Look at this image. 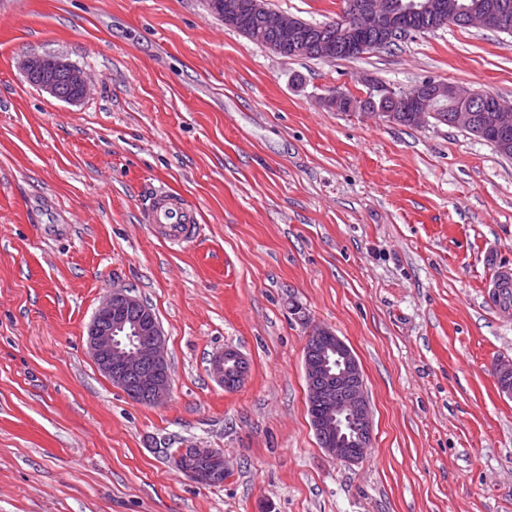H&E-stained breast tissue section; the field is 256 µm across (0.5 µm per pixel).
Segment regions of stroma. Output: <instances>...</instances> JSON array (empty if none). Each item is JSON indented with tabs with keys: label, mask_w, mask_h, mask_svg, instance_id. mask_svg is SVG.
<instances>
[{
	"label": "stroma",
	"mask_w": 512,
	"mask_h": 512,
	"mask_svg": "<svg viewBox=\"0 0 512 512\" xmlns=\"http://www.w3.org/2000/svg\"><path fill=\"white\" fill-rule=\"evenodd\" d=\"M311 23L343 0H266ZM91 78L77 105L29 55ZM431 78L512 101V36L413 34L358 59H286L205 0H0V512H512V159L442 124L331 108ZM200 239L141 222L156 189ZM167 336L172 396L128 401L87 327L113 282ZM333 330L364 373L372 445L331 459L303 349ZM231 346L249 363L224 390ZM223 451L203 486L171 455ZM21 70L24 76L33 81V84L40 90L48 93L51 97L67 103H78L85 99L89 94V80L86 72L71 63L63 55L55 54L53 56L31 55L22 59ZM58 74H63L64 78L58 81ZM64 93L63 94L60 90ZM345 95V100L343 98V95L341 94H335L329 99V103L331 106L336 107V109L341 105V103L344 100V105L339 110V112H355L357 110L360 111H374L375 109L372 108L373 105L371 104L370 97H373V93L367 92V97L364 99H360L355 97L352 93H350L348 90H342ZM209 370L225 390H236L245 383L249 364L236 349L225 347L212 357Z\"/></svg>",
	"instance_id": "1"
}]
</instances>
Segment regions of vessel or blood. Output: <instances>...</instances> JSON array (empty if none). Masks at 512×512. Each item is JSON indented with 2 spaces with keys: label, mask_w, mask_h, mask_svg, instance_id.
<instances>
[{
  "label": "vessel or blood",
  "mask_w": 512,
  "mask_h": 512,
  "mask_svg": "<svg viewBox=\"0 0 512 512\" xmlns=\"http://www.w3.org/2000/svg\"><path fill=\"white\" fill-rule=\"evenodd\" d=\"M143 221L165 241L178 244L195 235L198 220L186 200L168 191L156 192L143 208Z\"/></svg>",
  "instance_id": "b4317fda"
}]
</instances>
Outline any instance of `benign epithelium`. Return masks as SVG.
Listing matches in <instances>:
<instances>
[{
  "label": "benign epithelium",
  "instance_id": "1",
  "mask_svg": "<svg viewBox=\"0 0 512 512\" xmlns=\"http://www.w3.org/2000/svg\"><path fill=\"white\" fill-rule=\"evenodd\" d=\"M259 16L263 28L278 35L267 42L274 53L284 58H300L305 54L298 33L300 24L295 17L271 12L263 0H251L243 5L237 0H224L220 5L225 24L239 23L243 8ZM435 4L403 5L397 0H350L347 12L336 19V39L319 43V54L325 61L336 59L341 49L354 52L358 48L355 33L359 30L377 34V46L406 36L409 26L403 18L431 11ZM448 18H460L467 27L489 29L498 25L493 11L464 13L456 0H448ZM24 76L51 97L67 103H78L89 94L86 72L64 56L31 55L22 59ZM64 75L73 92L60 90L58 75ZM381 98H391L397 106L378 111L372 116L385 124L396 121V113L413 112L418 123H427L435 116L440 99L451 105L448 123L482 133L476 112L491 103L489 92L438 83L419 85L413 89L379 87ZM495 126L512 129V106H493ZM89 353L98 370L113 386L120 389L133 403L146 400L159 406L167 402L172 392L167 337L150 305L133 293L128 286H114L96 309L87 330ZM249 364L232 347H226L210 360V373L226 390H236L246 381ZM304 372L308 402L322 410L314 419L313 428L319 444L334 459L345 464H357L372 444V419L362 366L352 348L332 330L313 327L304 347ZM499 392L512 398V360L503 359L495 366ZM180 469L200 485H209L224 478V453L215 448H184L178 455Z\"/></svg>",
  "mask_w": 512,
  "mask_h": 512
}]
</instances>
